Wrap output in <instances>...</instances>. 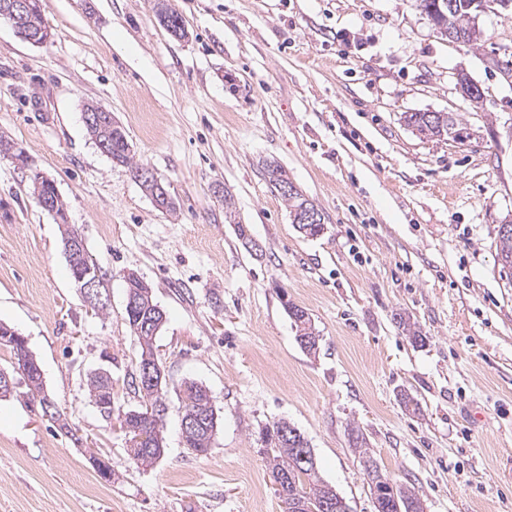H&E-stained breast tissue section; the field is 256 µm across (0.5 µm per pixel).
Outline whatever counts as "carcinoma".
<instances>
[{"instance_id": "cac0c4a2", "label": "carcinoma", "mask_w": 512, "mask_h": 512, "mask_svg": "<svg viewBox=\"0 0 512 512\" xmlns=\"http://www.w3.org/2000/svg\"><path fill=\"white\" fill-rule=\"evenodd\" d=\"M489 0H420L421 7L434 23L442 29L448 37L453 39L462 34L467 37L465 47L478 50L481 47L483 32L480 30L477 19L481 14L478 10L480 2ZM25 28L30 29L42 37H51V30L47 26L41 9L34 10L28 15ZM407 125L419 134L430 137L450 138L454 141L462 139L463 119L454 112H413L406 116ZM89 135L97 146L106 149V155L117 164H123L131 168L136 174L141 167L133 162L131 144L126 134L118 133L112 124L103 122L87 128ZM288 203V209L292 223H297L300 216L307 211H319L317 205L306 198L300 190L283 196ZM498 256L502 268L512 270V231L508 233L497 232ZM126 295H138L137 306L131 311H125L126 320L137 336L140 345V356L154 355V348L158 331L166 321V314L153 296L143 297L139 295L141 290L139 277L129 272L124 275ZM285 307L294 322L297 336L307 339L310 344L308 352L313 353L319 346V335L312 324L309 314L293 304L287 302ZM153 322L156 332L139 331L143 321ZM87 388L93 401L103 400L109 395L107 383L96 373L87 378ZM184 413L209 416L215 413L211 398L207 390L194 382L188 383L184 388L183 396ZM164 417L158 416L151 420L140 419L131 416L121 422V427L131 438L139 435L146 436V440L137 443L128 449L129 455L135 463L140 465H152L164 452L163 437ZM206 434L205 428L186 429L183 437L186 447L197 454H206L209 448L202 443ZM260 441L264 448L266 462L271 474H283L288 476V486L279 489L280 496L302 503L301 512H320L323 503L341 497L326 484L319 476L317 463L312 461L304 465L302 469H295L298 462L300 448L308 444L303 434L283 437L280 435L278 422L274 421L264 427L260 433ZM367 474L371 475L370 487L374 499L376 512H423L420 501L413 495L398 488L395 493H384L381 489V476L377 466L371 457L364 460Z\"/></svg>"}]
</instances>
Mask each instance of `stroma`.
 <instances>
[{"instance_id": "obj_1", "label": "stroma", "mask_w": 512, "mask_h": 512, "mask_svg": "<svg viewBox=\"0 0 512 512\" xmlns=\"http://www.w3.org/2000/svg\"><path fill=\"white\" fill-rule=\"evenodd\" d=\"M168 2L186 39L156 0H42L53 36L40 46L0 21V134L28 160L0 155V323L26 338L73 429L44 417L0 345L15 381L0 399V512H285L259 440L277 420L305 435L350 512H375L355 428L424 512H512V273L497 256L512 216V82L487 68L512 60V17L482 14L474 52L419 0ZM462 72L483 103L464 96ZM89 102L112 112L175 210L101 152ZM407 112L458 113L472 136L424 137ZM269 162L321 209V235L292 224ZM33 171L55 181L106 273V312L84 302L66 223L32 198ZM228 195L247 238L224 220ZM130 270L166 313L165 453L148 467L86 386L103 369L115 405L141 403ZM289 302L310 314L316 353L300 347ZM191 381L218 415L204 455L181 435ZM93 453L118 481L98 477Z\"/></svg>"}]
</instances>
